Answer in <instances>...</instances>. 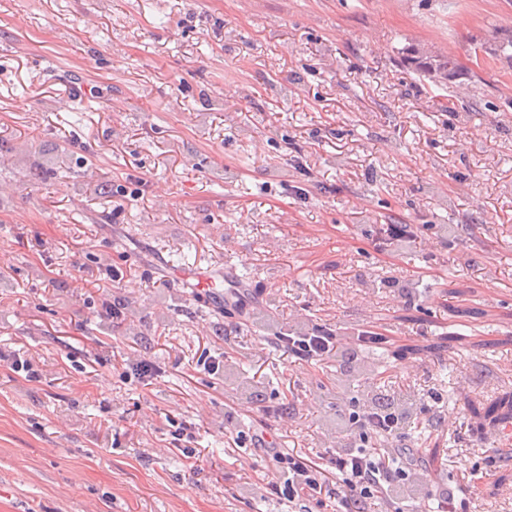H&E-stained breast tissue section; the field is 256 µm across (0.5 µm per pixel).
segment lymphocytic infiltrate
Masks as SVG:
<instances>
[{
	"instance_id": "f902f5d3",
	"label": "lymphocytic infiltrate",
	"mask_w": 512,
	"mask_h": 512,
	"mask_svg": "<svg viewBox=\"0 0 512 512\" xmlns=\"http://www.w3.org/2000/svg\"><path fill=\"white\" fill-rule=\"evenodd\" d=\"M280 342L289 356L305 362L323 360L342 348L335 331L320 328L281 337ZM413 414L411 396L386 405L380 394H373L357 411L338 418L337 431L352 441L332 450L324 463L306 454L281 452L260 434L253 435L251 443L261 449L276 472L284 474V482L273 484L272 489L288 502L308 500L320 506L332 499L341 512H369L376 499L392 505L397 491L414 499L421 496L426 480L412 476L418 468L416 449L380 448L370 443L380 435L395 437Z\"/></svg>"
}]
</instances>
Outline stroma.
I'll return each instance as SVG.
<instances>
[{"instance_id":"35a3bbf8","label":"stroma","mask_w":512,"mask_h":512,"mask_svg":"<svg viewBox=\"0 0 512 512\" xmlns=\"http://www.w3.org/2000/svg\"><path fill=\"white\" fill-rule=\"evenodd\" d=\"M496 30L512 0H0V512H304L232 440L325 454L362 388L414 397L394 443L433 489L512 512V441L487 440L512 419L485 414L512 399ZM412 42L468 75L407 71ZM225 263L250 314L169 274ZM300 326L379 334L361 388L269 343Z\"/></svg>"}]
</instances>
